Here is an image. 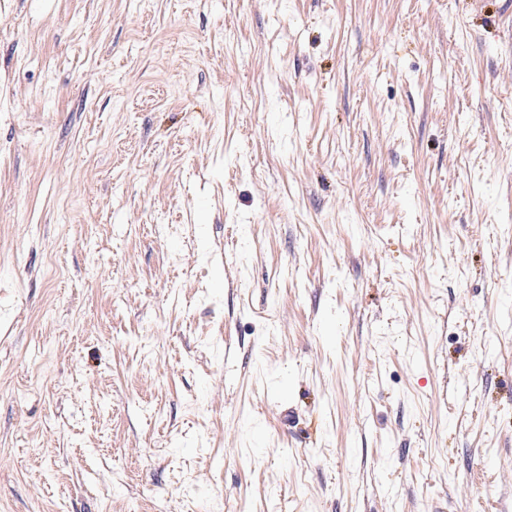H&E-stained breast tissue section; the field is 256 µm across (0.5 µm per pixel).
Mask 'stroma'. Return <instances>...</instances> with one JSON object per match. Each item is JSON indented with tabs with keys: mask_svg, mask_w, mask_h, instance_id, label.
<instances>
[{
	"mask_svg": "<svg viewBox=\"0 0 512 512\" xmlns=\"http://www.w3.org/2000/svg\"><path fill=\"white\" fill-rule=\"evenodd\" d=\"M0 512H512L499 0H0Z\"/></svg>",
	"mask_w": 512,
	"mask_h": 512,
	"instance_id": "35a3bbf8",
	"label": "stroma"
}]
</instances>
